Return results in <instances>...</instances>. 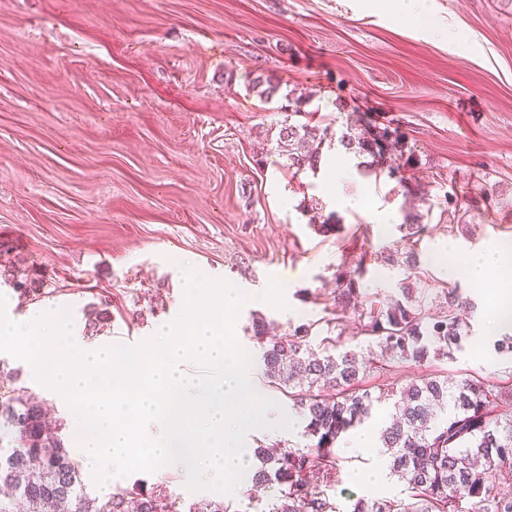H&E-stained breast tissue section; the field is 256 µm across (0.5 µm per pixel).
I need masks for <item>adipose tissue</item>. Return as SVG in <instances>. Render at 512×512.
I'll list each match as a JSON object with an SVG mask.
<instances>
[{"label":"adipose tissue","mask_w":512,"mask_h":512,"mask_svg":"<svg viewBox=\"0 0 512 512\" xmlns=\"http://www.w3.org/2000/svg\"><path fill=\"white\" fill-rule=\"evenodd\" d=\"M398 18L412 21L429 34H442L451 44L466 45L465 32L451 28L430 10L427 0H398L396 7ZM448 275L465 276L469 280L481 283L487 278H495L503 288L501 302L492 313L495 323H502L503 316L512 311V243H496L485 251L466 257L463 264H451L446 268Z\"/></svg>","instance_id":"obj_1"}]
</instances>
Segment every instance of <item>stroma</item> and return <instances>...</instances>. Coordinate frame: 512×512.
<instances>
[{
	"instance_id": "1",
	"label": "stroma",
	"mask_w": 512,
	"mask_h": 512,
	"mask_svg": "<svg viewBox=\"0 0 512 512\" xmlns=\"http://www.w3.org/2000/svg\"><path fill=\"white\" fill-rule=\"evenodd\" d=\"M432 11L469 39L459 49L392 19L395 0H0V295L22 322L45 306L71 310L85 343L152 337L184 303L179 266L264 292L285 286L287 309L244 304L236 325L248 352L252 314L280 329L331 318L337 268L354 269L363 251L404 254L398 229L405 197L387 176L364 175L354 155L323 148L318 170L296 171L276 140L289 98L311 124L338 133L350 115L394 122L418 158L412 177L436 209L453 188L474 198L454 232L421 240L418 268L429 293L458 285L474 304L471 333L453 358L421 368L393 361L388 379L436 373L476 376L503 388L499 411L512 419V363L493 349L507 327L490 329L496 281L448 278L434 252L456 259L512 240V0H429ZM270 77L279 90L260 96ZM350 167L344 194L362 195L391 224L336 212L326 184ZM318 211H311V203ZM340 229L317 232L313 214ZM41 282L40 299L20 298L17 280ZM109 303L112 321L91 334L89 305ZM331 491L349 499H403L405 485L357 473L379 455L339 444ZM166 484L179 512L226 500L263 512L242 490L191 492L180 470L133 473L119 485Z\"/></svg>"
}]
</instances>
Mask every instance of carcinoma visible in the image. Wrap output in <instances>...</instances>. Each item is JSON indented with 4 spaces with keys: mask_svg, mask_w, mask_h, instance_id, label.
I'll return each instance as SVG.
<instances>
[{
    "mask_svg": "<svg viewBox=\"0 0 512 512\" xmlns=\"http://www.w3.org/2000/svg\"><path fill=\"white\" fill-rule=\"evenodd\" d=\"M329 127L290 123L279 130L288 146L289 166L315 170ZM338 143L363 158L367 174L388 172L423 209L405 214L399 225L409 245L406 266L415 276L419 266L416 246L430 230L433 206L429 191L409 184L402 171L416 165L405 153L404 141L391 122L365 112L353 131L341 133ZM464 191L453 193L440 218L448 231L459 228ZM383 265L393 254H361L358 274L336 270V307L357 316L366 352L346 346L342 333L331 337L335 319L308 321L269 335L265 316L253 317V337L260 351L256 361L270 385L288 388L293 406L304 418L301 448L254 449L260 467L251 484L272 486L276 495L265 512H512V495L500 492L502 470L512 469V419L498 414L501 392L488 381L467 377L455 383L434 373L402 384H382L374 396L353 387L374 372H383L390 360H405L424 367L451 359L463 347L470 327L461 311L473 308L457 287L442 291L440 315L427 313L428 298L407 280L399 297L363 299L359 277L366 260ZM108 305H95L87 314L88 329L99 332L111 321ZM21 372L0 361V512H176V501L166 487L118 488L103 496L86 492L80 469L64 444L59 427L49 424L42 400L18 385ZM394 401L392 422L382 431V453L390 473L406 485L409 498L360 497L342 508L328 494L336 481L337 445L371 414L373 403Z\"/></svg>",
    "mask_w": 512,
    "mask_h": 512,
    "instance_id": "obj_1",
    "label": "carcinoma"
}]
</instances>
